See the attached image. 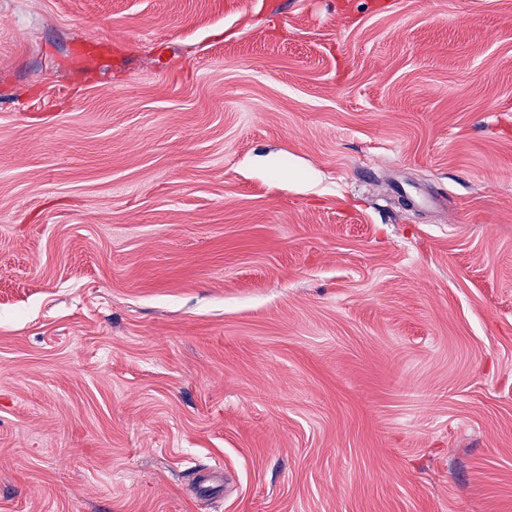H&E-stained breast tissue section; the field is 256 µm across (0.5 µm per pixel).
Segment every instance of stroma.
I'll list each match as a JSON object with an SVG mask.
<instances>
[{"mask_svg": "<svg viewBox=\"0 0 512 512\" xmlns=\"http://www.w3.org/2000/svg\"><path fill=\"white\" fill-rule=\"evenodd\" d=\"M0 512H512V0H0Z\"/></svg>", "mask_w": 512, "mask_h": 512, "instance_id": "stroma-1", "label": "stroma"}]
</instances>
